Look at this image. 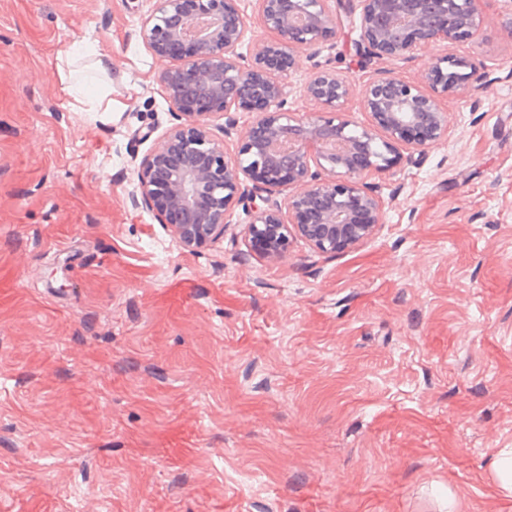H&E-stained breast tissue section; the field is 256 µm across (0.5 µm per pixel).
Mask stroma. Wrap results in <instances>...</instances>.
Masks as SVG:
<instances>
[{"label": "stroma", "instance_id": "stroma-1", "mask_svg": "<svg viewBox=\"0 0 512 512\" xmlns=\"http://www.w3.org/2000/svg\"><path fill=\"white\" fill-rule=\"evenodd\" d=\"M327 6L281 78L294 112L321 68L417 80L446 54L474 89L446 141L366 175L375 236L271 263L241 232L186 252L130 202L175 121L152 0H0V512H512V0L370 63L357 0Z\"/></svg>", "mask_w": 512, "mask_h": 512}]
</instances>
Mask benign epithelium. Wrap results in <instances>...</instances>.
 I'll return each mask as SVG.
<instances>
[{"label": "benign epithelium", "instance_id": "1", "mask_svg": "<svg viewBox=\"0 0 512 512\" xmlns=\"http://www.w3.org/2000/svg\"><path fill=\"white\" fill-rule=\"evenodd\" d=\"M358 2L359 46L370 61L472 40L484 22L481 0ZM259 7L275 39L244 54L238 0H153L140 37L168 62L160 83L179 123L139 164L132 202L156 212L188 252L224 237L236 206L250 216V247L269 261L284 258L298 237L319 254L356 249L381 227V198L362 176L394 167L399 145L422 153L448 139L443 102L472 90L469 64L442 56L420 81L381 72L360 90L367 125L336 116L354 87L322 69L303 88L320 111L300 116L288 108L279 76L299 66L298 48L315 50L334 32L326 0H259ZM232 112L255 118L239 133L226 118ZM218 119L221 139L212 132ZM287 186L300 190L283 204L273 195Z\"/></svg>", "mask_w": 512, "mask_h": 512}]
</instances>
